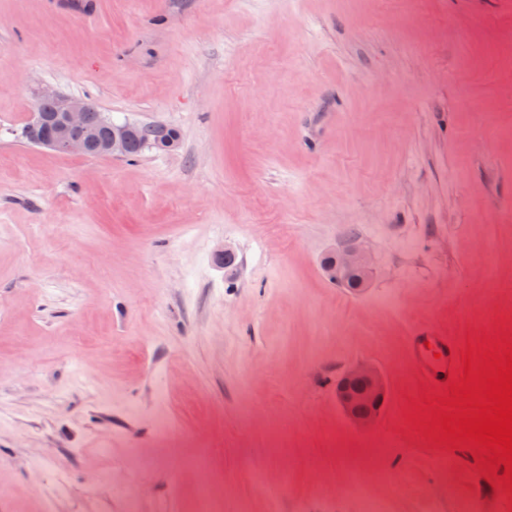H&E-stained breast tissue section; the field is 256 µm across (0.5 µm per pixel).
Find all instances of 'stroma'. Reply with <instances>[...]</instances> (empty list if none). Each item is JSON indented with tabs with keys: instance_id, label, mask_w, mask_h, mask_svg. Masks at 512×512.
<instances>
[{
	"instance_id": "1",
	"label": "stroma",
	"mask_w": 512,
	"mask_h": 512,
	"mask_svg": "<svg viewBox=\"0 0 512 512\" xmlns=\"http://www.w3.org/2000/svg\"><path fill=\"white\" fill-rule=\"evenodd\" d=\"M87 2L0 0V512H196L203 481L217 512H363L355 478L512 512L405 423L409 333L512 316V0ZM41 89L179 146L29 144ZM352 230L357 294L322 268ZM360 362L367 431L335 401ZM386 382L380 370L371 364H357L348 369L336 387V400L357 428H372L386 397Z\"/></svg>"
}]
</instances>
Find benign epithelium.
<instances>
[{
  "label": "benign epithelium",
  "mask_w": 512,
  "mask_h": 512,
  "mask_svg": "<svg viewBox=\"0 0 512 512\" xmlns=\"http://www.w3.org/2000/svg\"><path fill=\"white\" fill-rule=\"evenodd\" d=\"M38 99L56 101L58 111L47 113L34 108L31 120L24 129V138L38 146L60 152L77 153L86 157L101 154H126L131 137L138 131L164 132L167 126L159 123H114L108 140L102 144L88 135L92 127L103 120L100 113L85 110L79 98L64 96L56 91H43ZM374 270V259L360 238H342L336 253L324 263L326 276L333 282L354 290L369 286ZM386 397V382L380 370L371 364H357L348 369L336 387V400L357 428H372Z\"/></svg>",
  "instance_id": "obj_1"
}]
</instances>
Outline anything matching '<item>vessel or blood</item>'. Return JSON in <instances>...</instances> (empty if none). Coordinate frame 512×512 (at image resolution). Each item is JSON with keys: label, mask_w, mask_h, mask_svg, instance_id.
<instances>
[{"label": "vessel or blood", "mask_w": 512, "mask_h": 512, "mask_svg": "<svg viewBox=\"0 0 512 512\" xmlns=\"http://www.w3.org/2000/svg\"><path fill=\"white\" fill-rule=\"evenodd\" d=\"M406 359L412 372L430 385L447 387L451 371L461 368L458 345L432 327L413 330L407 338Z\"/></svg>", "instance_id": "1"}]
</instances>
